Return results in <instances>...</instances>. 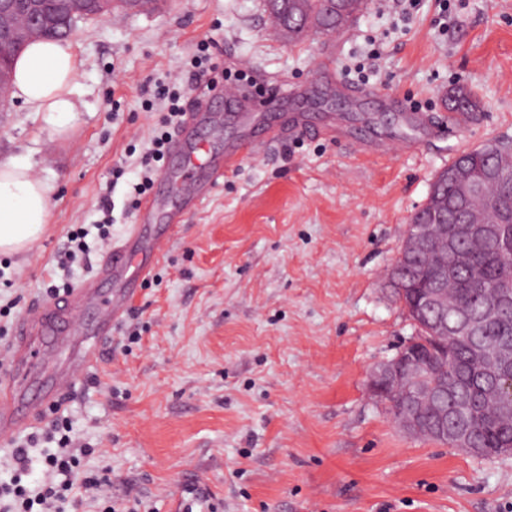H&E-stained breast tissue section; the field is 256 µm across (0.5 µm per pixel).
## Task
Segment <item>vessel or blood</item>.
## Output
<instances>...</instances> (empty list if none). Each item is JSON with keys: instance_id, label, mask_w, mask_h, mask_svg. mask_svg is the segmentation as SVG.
<instances>
[{"instance_id": "vessel-or-blood-1", "label": "vessel or blood", "mask_w": 512, "mask_h": 512, "mask_svg": "<svg viewBox=\"0 0 512 512\" xmlns=\"http://www.w3.org/2000/svg\"><path fill=\"white\" fill-rule=\"evenodd\" d=\"M342 97L356 107L363 91L348 87L336 74L331 59H323L317 78L297 92H278L260 101L245 88L224 87V109L200 107L186 113L170 154L175 166L165 169L156 189L139 203L135 224L99 259L94 275L63 298L38 306L25 316L13 354L11 375L0 381V443L58 411L67 397L98 364L96 337L111 335L136 301L166 247L175 238L186 210L194 208L241 163L245 152L265 149L303 130L320 99ZM404 127L414 137L440 138L446 124L407 104H399ZM239 131L236 142L223 150L209 149L199 139L203 128L222 124ZM167 222L157 225L158 214ZM96 311L84 324L80 309Z\"/></svg>"}]
</instances>
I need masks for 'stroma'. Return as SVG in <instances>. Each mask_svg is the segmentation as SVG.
Listing matches in <instances>:
<instances>
[{
  "label": "stroma",
  "mask_w": 512,
  "mask_h": 512,
  "mask_svg": "<svg viewBox=\"0 0 512 512\" xmlns=\"http://www.w3.org/2000/svg\"><path fill=\"white\" fill-rule=\"evenodd\" d=\"M261 0H156L152 10L84 21L70 37L78 113L67 135L19 100L0 109V161L53 182L50 220L20 254H0V368L17 323L48 286L90 278L93 247L69 268L73 230L135 223L130 184L166 110L157 84L200 46L260 87L311 82L323 57L344 82L445 112L444 94L481 101L450 136L410 147L394 112L336 110L349 137L301 132L246 155L186 214L103 358L65 415L108 467L116 512L139 497L170 512L208 491L217 512H512V456L477 459L407 435L369 389L371 372L415 330L388 282L409 219L462 152L512 144V0H416L409 17L377 0L347 28L298 41L265 32ZM383 143L379 156L354 141ZM140 332L132 341L131 332Z\"/></svg>",
  "instance_id": "obj_1"
}]
</instances>
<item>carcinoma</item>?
I'll list each match as a JSON object with an SVG mask.
<instances>
[{
  "label": "carcinoma",
  "instance_id": "obj_1",
  "mask_svg": "<svg viewBox=\"0 0 512 512\" xmlns=\"http://www.w3.org/2000/svg\"><path fill=\"white\" fill-rule=\"evenodd\" d=\"M365 0H278L270 5L263 3L265 12L288 21V39L299 40L310 31L332 33L340 30L339 10L358 14ZM448 111L470 119L480 111L477 96L465 87L448 93ZM491 153L480 146L469 151L461 160L454 161L443 170L433 183L435 192L441 197L448 195V170L460 168L464 172L474 171L493 163ZM485 210L488 222L498 219L503 209H512V169L505 166L501 179L487 183L486 198L478 203ZM448 251L444 242L436 239L430 251L404 263L405 299L414 303L417 293L432 285L448 289V299L462 313L483 317V301L489 286L512 264V254L501 250L497 244L477 257L473 266L466 269L447 268ZM508 344L512 346V306L502 309L490 320L483 321L481 332L476 336H450L448 348L436 345L421 347V353L429 369V375L448 384L453 390V402L465 409L459 420L474 436L475 445L488 449L489 457L512 455V410H504L500 404L486 399V393L498 382L495 363L489 361L479 371H468L466 365L472 347L482 345L491 350Z\"/></svg>",
  "mask_w": 512,
  "mask_h": 512
}]
</instances>
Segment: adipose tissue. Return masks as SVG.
<instances>
[{
    "instance_id": "ef3b65f1",
    "label": "adipose tissue",
    "mask_w": 512,
    "mask_h": 512,
    "mask_svg": "<svg viewBox=\"0 0 512 512\" xmlns=\"http://www.w3.org/2000/svg\"><path fill=\"white\" fill-rule=\"evenodd\" d=\"M76 67L67 42H33L14 62L13 96L42 112L56 132H64L77 111L73 97ZM53 190L52 183L34 175L26 162H0V253L23 251L43 234Z\"/></svg>"
}]
</instances>
